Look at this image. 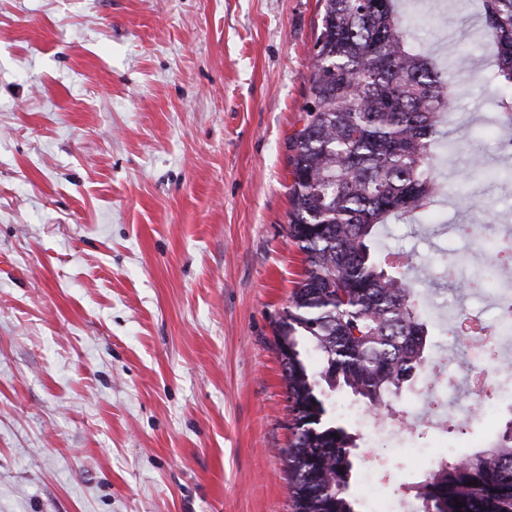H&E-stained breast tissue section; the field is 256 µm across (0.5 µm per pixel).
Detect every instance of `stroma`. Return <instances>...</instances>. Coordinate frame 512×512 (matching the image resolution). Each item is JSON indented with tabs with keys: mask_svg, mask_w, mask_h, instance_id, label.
<instances>
[{
	"mask_svg": "<svg viewBox=\"0 0 512 512\" xmlns=\"http://www.w3.org/2000/svg\"><path fill=\"white\" fill-rule=\"evenodd\" d=\"M413 43L465 54L426 221H394L424 293L460 223H512V184L458 185L497 112L481 0H399ZM319 0H0V512H291L274 322L299 281L288 139ZM459 412L414 440L485 445ZM385 498L422 462L362 441Z\"/></svg>",
	"mask_w": 512,
	"mask_h": 512,
	"instance_id": "obj_1",
	"label": "stroma"
}]
</instances>
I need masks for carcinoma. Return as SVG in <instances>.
I'll return each instance as SVG.
<instances>
[{
  "label": "carcinoma",
  "instance_id": "1",
  "mask_svg": "<svg viewBox=\"0 0 512 512\" xmlns=\"http://www.w3.org/2000/svg\"><path fill=\"white\" fill-rule=\"evenodd\" d=\"M320 3L303 125L288 141V236L303 273L274 342L292 512H355L360 435L336 417L331 396L341 389L380 407L425 365L427 296L410 265L386 261L378 236L391 220L418 219L437 193L434 148L456 92L408 44L397 0ZM482 6L495 41L485 80L512 127V0ZM416 499L422 512H512V417L485 447L438 459Z\"/></svg>",
  "mask_w": 512,
  "mask_h": 512
}]
</instances>
